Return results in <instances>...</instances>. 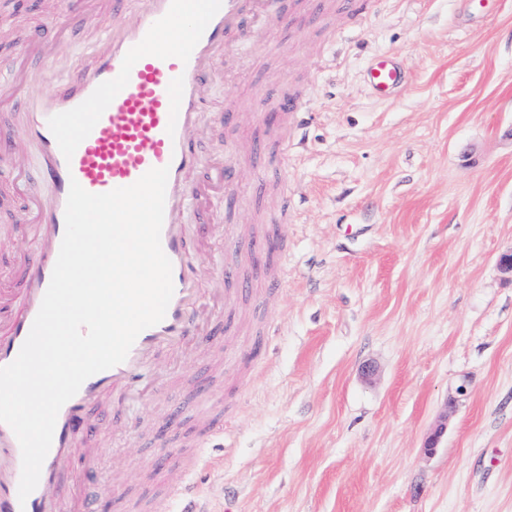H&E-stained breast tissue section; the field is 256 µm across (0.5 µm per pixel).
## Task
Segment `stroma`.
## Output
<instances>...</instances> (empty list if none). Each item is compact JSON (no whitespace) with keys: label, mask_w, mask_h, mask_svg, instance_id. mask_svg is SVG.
<instances>
[{"label":"stroma","mask_w":512,"mask_h":512,"mask_svg":"<svg viewBox=\"0 0 512 512\" xmlns=\"http://www.w3.org/2000/svg\"><path fill=\"white\" fill-rule=\"evenodd\" d=\"M331 2L245 36L206 88L241 117L199 142L189 182L233 158L241 202L217 224L188 213L190 252L211 274L225 225L280 224L284 282L239 300L220 346L158 350L140 402L94 410L98 433L78 443L109 512H181L167 493L180 481L208 512H512V274L498 265L512 253V0H366L350 16ZM52 16L74 70L112 25L71 0H0V55L41 71V94L65 71L24 47ZM383 55L408 77L388 99L365 80ZM285 91L302 112L258 121L253 99L274 112ZM48 195L0 180V275L19 280ZM176 398L185 425L216 418L224 434L185 449L190 475L158 477Z\"/></svg>","instance_id":"35a3bbf8"}]
</instances>
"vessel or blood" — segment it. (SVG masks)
I'll use <instances>...</instances> for the list:
<instances>
[{"mask_svg": "<svg viewBox=\"0 0 512 512\" xmlns=\"http://www.w3.org/2000/svg\"><path fill=\"white\" fill-rule=\"evenodd\" d=\"M287 5L288 0H112V29L91 67L71 73L59 92L16 97L21 122L0 129V152L22 141L38 160L24 174L46 183L50 195L36 207L41 235L26 260L25 286L9 322L0 325V366L18 356L49 286L65 233L71 182L100 194L132 185L150 169L168 168L161 246L172 263L174 293L164 319L139 334L126 360L86 379L63 405L39 483L27 499L18 497L20 444L10 426L0 423V512H58L47 490L57 478L59 459L71 454L76 435L95 432L92 409L110 393L139 394L145 362L157 348H178L191 339L213 344L214 331L197 316L202 285L180 225L181 214L193 205L206 217L214 215L207 191L189 183L199 163L194 144L209 133L201 122L208 110L202 85L237 46L245 22L261 29L286 20ZM64 26V19H55L32 38L50 63L58 61L51 37ZM367 82L376 96L386 99L406 86L407 75L394 58L379 56L368 65ZM24 174L13 168L7 178L15 182ZM213 180L225 203L238 202L232 161L217 167ZM223 432V422L213 420L194 427L188 443L204 448ZM78 509L98 512L95 471L86 473Z\"/></svg>", "mask_w": 512, "mask_h": 512, "instance_id": "1", "label": "vessel or blood"}]
</instances>
